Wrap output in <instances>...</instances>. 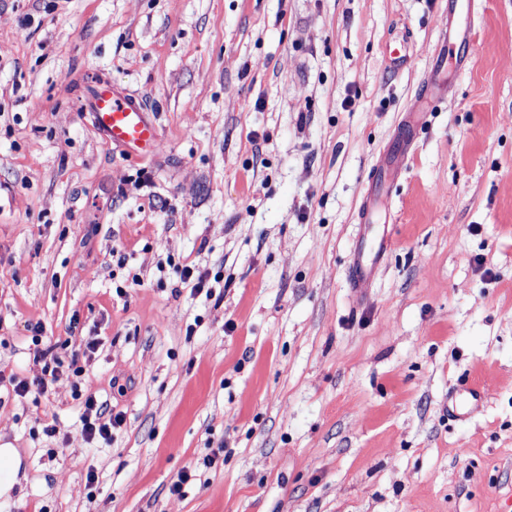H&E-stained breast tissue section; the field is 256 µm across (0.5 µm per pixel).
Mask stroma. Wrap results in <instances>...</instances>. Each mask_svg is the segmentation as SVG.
I'll return each mask as SVG.
<instances>
[{
	"label": "stroma",
	"instance_id": "35a3bbf8",
	"mask_svg": "<svg viewBox=\"0 0 512 512\" xmlns=\"http://www.w3.org/2000/svg\"><path fill=\"white\" fill-rule=\"evenodd\" d=\"M448 21V0H0V370L40 375L37 326L83 368L0 386V512L512 504V0L457 16L467 65L380 209L391 250L365 300L348 279L367 173ZM89 74L157 114L155 154L101 139ZM462 380L485 402L456 422ZM82 393L123 415L111 443ZM33 330L35 334L32 337V341L34 346H36L34 349L33 360L37 364H42L41 375L32 381H27L25 379L19 380L13 374L6 377L3 371H0L1 386L2 383L8 382V384L12 386L13 392L20 397H25L28 394H34L35 397L45 394L49 385L57 379L63 368V363L55 354H53L52 347H39L42 342V336L40 334L42 332L41 327H34ZM82 431L88 441L107 443L112 440V431L120 428L123 423L121 413H110L106 416L103 403H99L96 396L89 394L82 402ZM17 448L11 445H0V494H9L16 483L19 468Z\"/></svg>",
	"mask_w": 512,
	"mask_h": 512
}]
</instances>
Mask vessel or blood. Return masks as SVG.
<instances>
[{
	"label": "vessel or blood",
	"mask_w": 512,
	"mask_h": 512,
	"mask_svg": "<svg viewBox=\"0 0 512 512\" xmlns=\"http://www.w3.org/2000/svg\"><path fill=\"white\" fill-rule=\"evenodd\" d=\"M469 36V29L459 27L453 21L447 28L440 30L430 68L419 89L420 96L428 103H436L446 95L443 74L448 63L449 42ZM87 105L97 130L107 142L136 154H152L157 151L160 132L155 114L136 95L93 80L88 84ZM422 124L421 117L412 113L401 120L393 141L367 176L357 212L359 223H373L376 205L383 196L389 194ZM388 248V239L380 235L370 240H359L357 252L350 265L351 284L357 295H364L369 288ZM483 400V393L477 389H459L448 398V414L458 420L466 419L479 408Z\"/></svg>",
	"instance_id": "b4317fda"
}]
</instances>
